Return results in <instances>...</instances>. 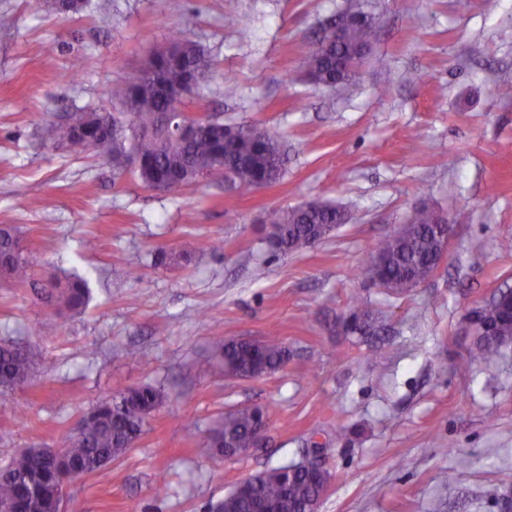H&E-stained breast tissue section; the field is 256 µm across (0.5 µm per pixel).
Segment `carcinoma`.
<instances>
[{
	"label": "carcinoma",
	"instance_id": "1",
	"mask_svg": "<svg viewBox=\"0 0 512 512\" xmlns=\"http://www.w3.org/2000/svg\"><path fill=\"white\" fill-rule=\"evenodd\" d=\"M376 38L371 25L346 29L341 41L336 31L323 28L321 47L310 50L305 70L319 85L333 84L340 67L350 56L370 49ZM213 61L205 50L180 29L170 30L168 48L154 53L152 65L141 69L125 85L112 89V99L121 111L106 108L73 112L69 124L56 130L57 138L71 153L94 150L112 157L118 168L126 167L130 155H137L142 166L136 170L145 185L178 177L177 188L196 185L209 175L224 176L220 166L231 167V185L251 191L257 180L274 181L284 173L285 151L280 133L274 128H256L254 124L190 128L183 134L161 128L164 112L183 106L196 91L197 84L212 76ZM269 223L278 225L275 247L281 252H296L310 247L315 239L327 235L330 227L343 223V210L334 204L300 209L296 206L271 213ZM438 212L426 207L416 209L405 232L384 238L376 252L384 260L387 292L401 295L430 279L440 251L437 238ZM32 255L21 246L12 231L0 228V270L16 284L30 281ZM509 289L499 288L487 303L489 335L474 338L466 357L454 364L455 372L465 375L475 364L488 360L500 346L512 344V319L498 312L502 297ZM59 298L71 310L83 309L90 299V288L81 278L60 287ZM218 346L224 369L234 377L258 378L288 362V350L271 337L254 342L243 339L220 340ZM31 373L28 353L12 343H0V410L19 412L11 401L12 392L26 383ZM162 401V394L152 386L128 387L86 414L78 432L64 438L52 462L35 448H21L0 471V502L17 512H33L37 496L63 494L64 471L77 470L100 482L109 480L108 465L135 445L145 433L152 412ZM259 422L255 406L244 405L224 414L206 434L208 447L222 454L224 450L252 447ZM318 484L307 472L297 471L283 482L279 468L260 474L245 493L233 490L210 506L211 512H306L321 500Z\"/></svg>",
	"mask_w": 512,
	"mask_h": 512
}]
</instances>
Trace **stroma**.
<instances>
[{
    "mask_svg": "<svg viewBox=\"0 0 512 512\" xmlns=\"http://www.w3.org/2000/svg\"><path fill=\"white\" fill-rule=\"evenodd\" d=\"M55 2L0 0V227L35 259L26 286L0 278V341L35 360L13 393L24 419L0 412V466L21 448H56L116 391L150 384L164 399L109 482L67 487L83 512H205L243 479L300 460L312 439L331 475L318 512H503L512 346L465 376L452 364L471 343L467 313L512 285V96L500 93L512 85V0H90L78 15ZM355 6L379 22L367 62L343 86L307 80L319 30ZM174 27L214 63L185 112L276 128L277 183L157 190L56 140ZM305 202L352 218L311 249L274 251L270 213ZM421 205L454 216L448 258L420 288L386 294L365 268ZM201 240L212 249L196 252ZM75 273L92 288L80 311L49 295ZM359 301L379 339L350 332ZM272 332L283 367L225 376L218 340ZM241 405L268 413L260 448L225 457L193 440Z\"/></svg>",
    "mask_w": 512,
    "mask_h": 512,
    "instance_id": "35a3bbf8",
    "label": "stroma"
}]
</instances>
